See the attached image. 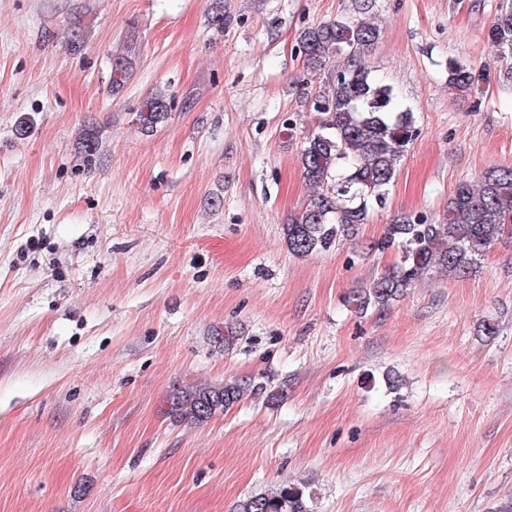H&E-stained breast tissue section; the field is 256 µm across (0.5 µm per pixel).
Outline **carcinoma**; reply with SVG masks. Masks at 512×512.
I'll return each mask as SVG.
<instances>
[{
  "label": "carcinoma",
  "mask_w": 512,
  "mask_h": 512,
  "mask_svg": "<svg viewBox=\"0 0 512 512\" xmlns=\"http://www.w3.org/2000/svg\"><path fill=\"white\" fill-rule=\"evenodd\" d=\"M231 22L224 0H212L211 25L222 30ZM380 36L375 25L353 15L305 28L298 37L310 74L327 71L315 91L321 104H312L316 131L301 152L302 175L313 189L309 202L287 224L288 245L297 256L328 251L368 223L370 212L385 204L386 191L410 145L419 136L413 113L400 107L392 86L371 75L367 57ZM490 42L499 59L512 58V4L494 17ZM345 63L329 67L336 57ZM132 56L112 65L111 90L123 86ZM483 74L448 60V85L458 94L471 91ZM168 115L165 95H152L138 121L145 132ZM512 236V165L494 167L478 184L461 183L442 217L432 224L422 215L401 216L385 225L370 250L398 252L391 270L349 302L364 311L385 309L415 283L438 273L463 278L504 236ZM263 390L247 381L195 385L174 390L167 398L169 415L195 423ZM234 512H308L304 492L288 486L266 495L248 496Z\"/></svg>",
  "instance_id": "cac0c4a2"
}]
</instances>
